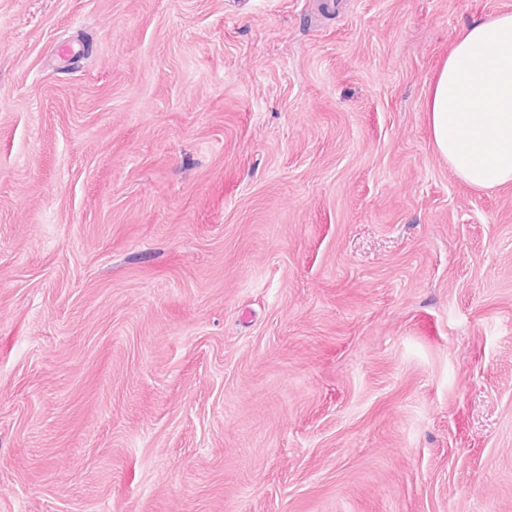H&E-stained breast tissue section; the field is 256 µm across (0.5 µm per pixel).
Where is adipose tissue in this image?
<instances>
[{
    "mask_svg": "<svg viewBox=\"0 0 512 512\" xmlns=\"http://www.w3.org/2000/svg\"><path fill=\"white\" fill-rule=\"evenodd\" d=\"M436 150L477 189L512 182V12L469 24L426 102Z\"/></svg>",
    "mask_w": 512,
    "mask_h": 512,
    "instance_id": "ef3b65f1",
    "label": "adipose tissue"
}]
</instances>
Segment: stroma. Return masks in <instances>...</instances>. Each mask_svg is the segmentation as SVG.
Listing matches in <instances>:
<instances>
[{
	"label": "stroma",
	"mask_w": 512,
	"mask_h": 512,
	"mask_svg": "<svg viewBox=\"0 0 512 512\" xmlns=\"http://www.w3.org/2000/svg\"><path fill=\"white\" fill-rule=\"evenodd\" d=\"M512 0H0V512H512V183L425 102Z\"/></svg>",
	"instance_id": "1"
}]
</instances>
